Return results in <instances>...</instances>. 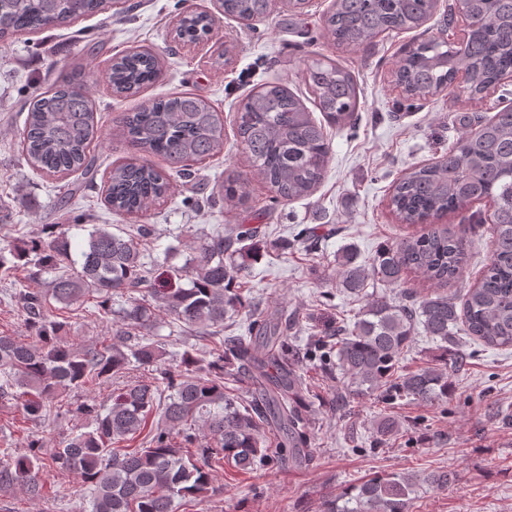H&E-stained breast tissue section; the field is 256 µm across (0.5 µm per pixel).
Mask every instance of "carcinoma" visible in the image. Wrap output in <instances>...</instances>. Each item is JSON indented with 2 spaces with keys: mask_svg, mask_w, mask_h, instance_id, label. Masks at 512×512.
<instances>
[{
  "mask_svg": "<svg viewBox=\"0 0 512 512\" xmlns=\"http://www.w3.org/2000/svg\"><path fill=\"white\" fill-rule=\"evenodd\" d=\"M436 5L437 0H333L323 29L339 44L359 46L389 30L422 27ZM111 8L112 0H0V42ZM222 8L227 16L259 21L270 12L271 0H222ZM464 8L475 29L461 47L428 39L396 61L394 74L407 96L421 100L449 88L458 70L469 76V94L480 96L512 72V0H465ZM213 25L210 15L187 11L175 22V37L191 43ZM163 67L151 47L125 49L105 62L103 90L135 95L156 83ZM306 75L327 123L345 126L356 120L359 87L350 70L316 59ZM121 123L135 146L164 158L184 177L191 176L194 163L224 149V117L199 94L154 100L126 113ZM465 123L468 129L448 156L410 168L391 187L389 208L397 222L422 224L424 230L383 245L368 266L358 262L350 245L337 255V285L366 297L353 320L330 330L336 342H322L335 352L336 372L349 379L350 395L376 393L388 404L402 398L446 403L448 369L465 359L457 332L487 347H512V108L487 121ZM235 125L248 162L276 198L312 195L324 176L330 144L300 96L278 81L266 82L238 107ZM102 137L82 70L74 68L33 95L19 148L42 174L92 177L98 171L94 148ZM223 189L226 199L243 196L232 172ZM171 193L169 176L147 163L126 160L108 168L105 202L119 215L145 216ZM482 199L496 203L489 226L492 251L473 285L453 296L419 297L406 288L398 301L367 296L368 281L397 288L409 272L435 286L459 278L468 260L471 225L485 220L473 213L471 224L458 233L434 220L467 211ZM57 228L48 224L47 237L15 244L7 257L0 254L6 276L32 267L27 285L10 298L21 305L33 333L29 342L0 336V400L21 407L34 423L73 411L88 417L93 429L50 450L33 434L23 454L0 448V487H18L40 498L49 473H74L91 490V512H176L214 491L218 467L249 472L266 460L306 459V371L313 352H294L278 319L259 312L242 289L254 264L273 248H288V242L268 240L251 224L204 234L184 265L167 269L162 287L155 288L134 236L93 224L78 262ZM48 267L57 274L43 282L40 275ZM114 295L127 296L128 306L112 308ZM91 299L112 316V343L62 344L58 333L66 321L50 319L51 302L68 309ZM159 312L207 341L204 354L186 349L176 367L166 366V341L151 331ZM239 313L246 316L247 335L220 336L224 318ZM420 328L440 342L439 354L406 370L401 358ZM150 365L156 367L152 380L131 381L112 393L109 404L83 402L73 409L67 400L73 391ZM399 427L388 414L378 417L375 443ZM450 481L446 471L421 479L374 477L325 501L322 512H412L420 483L446 488Z\"/></svg>",
  "mask_w": 512,
  "mask_h": 512,
  "instance_id": "cac0c4a2",
  "label": "carcinoma"
}]
</instances>
